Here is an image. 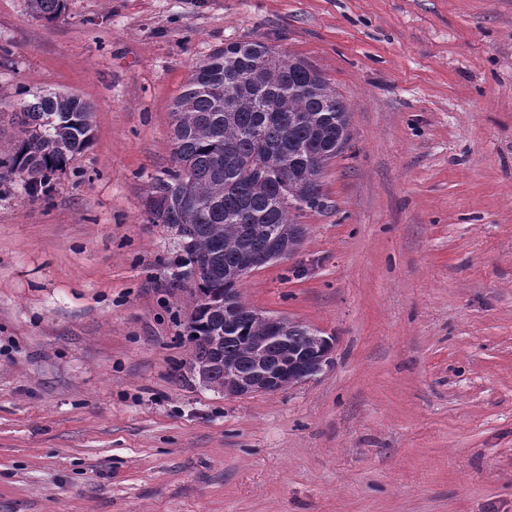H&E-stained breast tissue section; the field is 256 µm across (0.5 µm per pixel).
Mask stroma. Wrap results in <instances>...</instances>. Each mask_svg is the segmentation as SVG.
<instances>
[{
	"label": "stroma",
	"instance_id": "35a3bbf8",
	"mask_svg": "<svg viewBox=\"0 0 512 512\" xmlns=\"http://www.w3.org/2000/svg\"><path fill=\"white\" fill-rule=\"evenodd\" d=\"M246 40L320 70L350 140L237 283L330 363L227 397L147 198L191 71ZM48 91L93 139L49 196L0 178V512H512V0H0V111Z\"/></svg>",
	"mask_w": 512,
	"mask_h": 512
}]
</instances>
